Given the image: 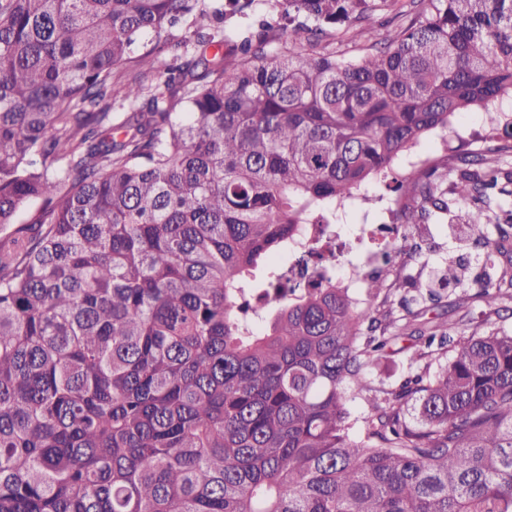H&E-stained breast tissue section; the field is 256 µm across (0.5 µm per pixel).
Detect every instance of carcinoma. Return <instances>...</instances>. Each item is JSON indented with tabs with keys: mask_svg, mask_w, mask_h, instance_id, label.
<instances>
[{
	"mask_svg": "<svg viewBox=\"0 0 512 512\" xmlns=\"http://www.w3.org/2000/svg\"><path fill=\"white\" fill-rule=\"evenodd\" d=\"M504 95L512 0H0V512H512V333L398 325L389 261L365 307L323 270L337 204ZM393 183L400 224L512 227L493 159ZM301 224L314 284L274 261ZM480 243L496 312L512 235ZM408 372V355H387L372 365L367 375L375 384L391 385L400 382Z\"/></svg>",
	"mask_w": 512,
	"mask_h": 512,
	"instance_id": "obj_1",
	"label": "carcinoma"
}]
</instances>
